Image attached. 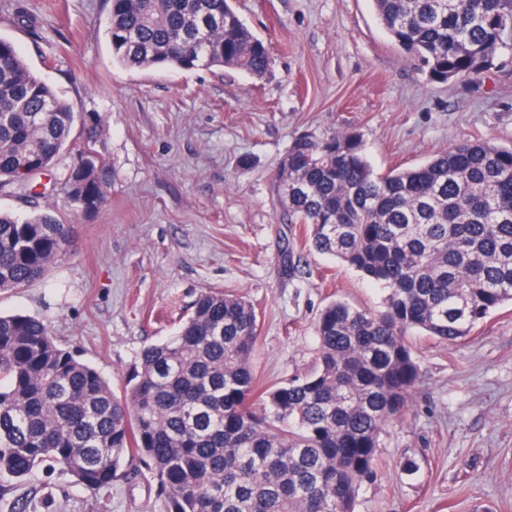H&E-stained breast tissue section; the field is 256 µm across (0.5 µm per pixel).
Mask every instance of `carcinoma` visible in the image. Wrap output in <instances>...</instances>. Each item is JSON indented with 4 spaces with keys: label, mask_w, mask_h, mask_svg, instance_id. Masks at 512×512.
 <instances>
[{
    "label": "carcinoma",
    "mask_w": 512,
    "mask_h": 512,
    "mask_svg": "<svg viewBox=\"0 0 512 512\" xmlns=\"http://www.w3.org/2000/svg\"><path fill=\"white\" fill-rule=\"evenodd\" d=\"M371 2L435 82L477 78L512 50V0ZM105 32L128 68L226 67L261 80L271 67L232 0H112ZM75 118L0 38V187L34 194L33 178L70 147ZM60 181L71 205L92 212L112 168L85 146ZM274 191L313 250L383 286L384 310L329 303L314 364L266 385L252 362L253 305L207 292L174 335L140 351L121 395L46 322L0 315V495L46 465L93 493L142 465L167 512H355L381 431L421 383L408 333L458 342L512 304V147L462 139L381 173L356 133L302 135ZM73 229L50 206L0 211V292L44 279Z\"/></svg>",
    "instance_id": "cac0c4a2"
}]
</instances>
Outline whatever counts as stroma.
<instances>
[{
    "instance_id": "stroma-1",
    "label": "stroma",
    "mask_w": 512,
    "mask_h": 512,
    "mask_svg": "<svg viewBox=\"0 0 512 512\" xmlns=\"http://www.w3.org/2000/svg\"><path fill=\"white\" fill-rule=\"evenodd\" d=\"M271 55L267 77L229 68L129 70L105 36L110 0H0V36L79 115L71 144L109 161L93 214L59 184L41 196L0 188V209L56 208L74 244L45 280L0 292V313L50 322L59 342L122 393L140 350L170 336L206 291L254 305L253 364L284 381L316 356L331 301L381 311V285L305 247L273 190L293 140L357 132L376 171L409 168L459 139L512 143V56L474 80L431 81L379 25L370 0H234ZM422 383L379 437L381 463L356 512H512V306L470 336H414ZM419 470L407 474L403 465ZM0 512H165L147 469L92 494L41 469Z\"/></svg>"
}]
</instances>
